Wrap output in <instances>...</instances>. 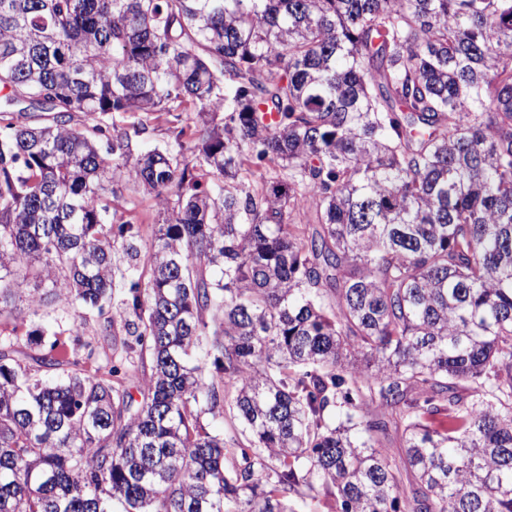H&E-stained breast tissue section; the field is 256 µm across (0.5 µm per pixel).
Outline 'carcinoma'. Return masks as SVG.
<instances>
[{
  "mask_svg": "<svg viewBox=\"0 0 512 512\" xmlns=\"http://www.w3.org/2000/svg\"><path fill=\"white\" fill-rule=\"evenodd\" d=\"M0 91V512H512V0H0ZM157 116L158 115H149L147 117L144 114L138 115V117H141L148 127L145 134L136 138L137 141L145 147H164L170 142H173V125L167 121V117L165 115H162L159 118H157ZM124 196L132 201V221L141 227V240L139 245L142 251L152 239L158 221V206L154 198L138 191L133 184L127 185L124 189ZM73 309L65 301H59L53 307L45 309L39 316L32 317V323L45 324L52 323L56 326V323L60 325L61 329L68 328L70 314Z\"/></svg>",
  "mask_w": 512,
  "mask_h": 512,
  "instance_id": "obj_1",
  "label": "carcinoma"
}]
</instances>
